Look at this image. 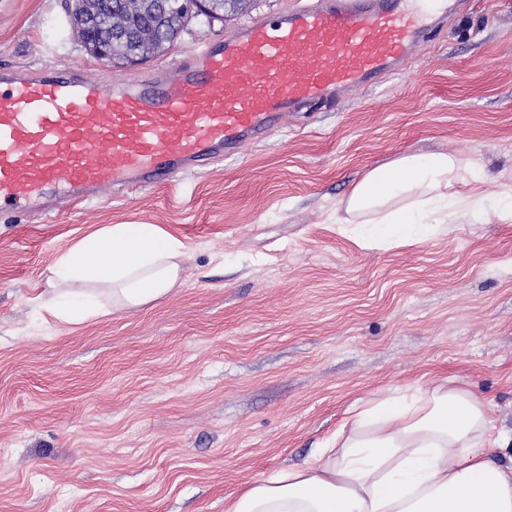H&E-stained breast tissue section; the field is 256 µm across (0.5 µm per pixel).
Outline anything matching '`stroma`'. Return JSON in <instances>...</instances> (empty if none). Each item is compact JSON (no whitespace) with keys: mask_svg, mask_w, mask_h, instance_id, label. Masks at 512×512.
<instances>
[{"mask_svg":"<svg viewBox=\"0 0 512 512\" xmlns=\"http://www.w3.org/2000/svg\"><path fill=\"white\" fill-rule=\"evenodd\" d=\"M306 0L199 17L135 64L89 56L70 0H0V67L139 82L193 47ZM445 151L479 163L483 219L357 247L336 231L371 168ZM512 0H460L406 70L283 118L173 185L115 186L0 216V512H224L303 463L350 406L453 379L512 428ZM106 224L186 246L161 299L79 324L40 306L49 270Z\"/></svg>","mask_w":512,"mask_h":512,"instance_id":"1","label":"stroma"}]
</instances>
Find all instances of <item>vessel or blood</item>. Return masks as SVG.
I'll return each mask as SVG.
<instances>
[{
  "label": "vessel or blood",
  "instance_id": "obj_1",
  "mask_svg": "<svg viewBox=\"0 0 512 512\" xmlns=\"http://www.w3.org/2000/svg\"><path fill=\"white\" fill-rule=\"evenodd\" d=\"M457 0H311L189 52L151 80L0 73V214L64 193L167 184L358 85L402 72Z\"/></svg>",
  "mask_w": 512,
  "mask_h": 512
}]
</instances>
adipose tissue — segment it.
<instances>
[{
  "label": "adipose tissue",
  "instance_id": "adipose-tissue-1",
  "mask_svg": "<svg viewBox=\"0 0 512 512\" xmlns=\"http://www.w3.org/2000/svg\"><path fill=\"white\" fill-rule=\"evenodd\" d=\"M481 170L446 152L405 154L368 170L352 188L338 231L360 248L420 243L437 226L480 219L460 195ZM185 246L156 224H109L75 242L50 269L47 309L60 321L147 305L181 283ZM106 290L111 307L90 291ZM512 430L496 427L488 403L447 381L394 389L355 403L310 461L229 497L224 512H512Z\"/></svg>",
  "mask_w": 512,
  "mask_h": 512
}]
</instances>
